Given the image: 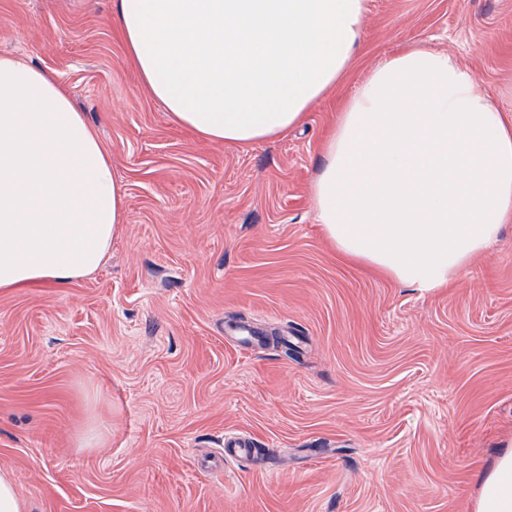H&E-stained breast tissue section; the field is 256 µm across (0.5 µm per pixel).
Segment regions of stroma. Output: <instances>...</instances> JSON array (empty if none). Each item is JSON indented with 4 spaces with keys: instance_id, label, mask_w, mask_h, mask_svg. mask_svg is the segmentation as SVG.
<instances>
[{
    "instance_id": "1",
    "label": "stroma",
    "mask_w": 512,
    "mask_h": 512,
    "mask_svg": "<svg viewBox=\"0 0 512 512\" xmlns=\"http://www.w3.org/2000/svg\"><path fill=\"white\" fill-rule=\"evenodd\" d=\"M111 16L0 0V53L98 128L128 217L93 275L0 293V469L32 512H474L512 439V225L424 292L337 255L309 187L333 112L403 48L511 110L512 0H368L341 82L246 147L177 126Z\"/></svg>"
}]
</instances>
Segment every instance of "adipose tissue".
<instances>
[{
    "instance_id": "obj_1",
    "label": "adipose tissue",
    "mask_w": 512,
    "mask_h": 512,
    "mask_svg": "<svg viewBox=\"0 0 512 512\" xmlns=\"http://www.w3.org/2000/svg\"><path fill=\"white\" fill-rule=\"evenodd\" d=\"M366 12L367 0H113L112 23L174 123L245 147L304 125ZM311 197L342 257L409 288L452 287L512 223V120L448 54L406 48L344 101ZM125 217L96 128L52 73L0 55V292L95 273ZM475 512H512V448Z\"/></svg>"
}]
</instances>
